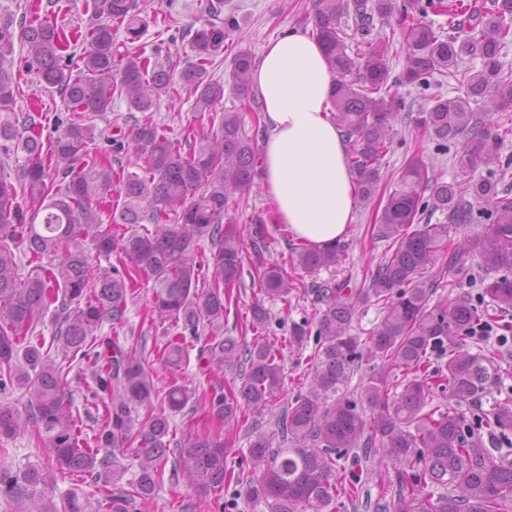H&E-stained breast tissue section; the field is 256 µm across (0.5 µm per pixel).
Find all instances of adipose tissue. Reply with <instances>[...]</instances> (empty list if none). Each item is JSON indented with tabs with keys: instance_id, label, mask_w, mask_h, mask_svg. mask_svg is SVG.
<instances>
[{
	"instance_id": "1",
	"label": "adipose tissue",
	"mask_w": 512,
	"mask_h": 512,
	"mask_svg": "<svg viewBox=\"0 0 512 512\" xmlns=\"http://www.w3.org/2000/svg\"><path fill=\"white\" fill-rule=\"evenodd\" d=\"M262 104L261 186L275 223L325 248L355 220V176L346 138L330 119L335 75L322 45L299 28L272 40L256 62Z\"/></svg>"
}]
</instances>
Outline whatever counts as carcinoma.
I'll use <instances>...</instances> for the list:
<instances>
[{"label": "carcinoma", "mask_w": 512, "mask_h": 512, "mask_svg": "<svg viewBox=\"0 0 512 512\" xmlns=\"http://www.w3.org/2000/svg\"><path fill=\"white\" fill-rule=\"evenodd\" d=\"M138 2L93 0L87 30L70 34L36 11L17 22L0 7V112H15L17 42L26 48L24 67L57 90L71 111L45 143L33 133L34 116L0 120V141L24 154L14 181L0 177V391L24 388L31 397V415L25 418L0 403V436L35 424L48 462L18 473L0 470V499L9 512H59L56 470L91 482L103 496L99 512H132L136 501L150 500L163 482L170 415L181 412L192 393L174 381L160 407L140 416L138 409L150 406L156 393L144 366L145 346L125 348L97 335L103 321H124L138 273L153 280L151 313L178 329L161 362L180 366L187 337L208 326L200 350L207 369L239 377L235 389L212 385L203 393L202 403L216 419L237 426L241 415L261 417L283 395L276 346L258 340L248 345L222 334L226 304L244 261L241 235L226 218L228 204L256 187L258 169L256 135L246 131L239 112L218 111L224 82L211 74L216 58L228 49L226 36L237 27L235 15L224 13L225 0H207L204 23L194 31L164 19L168 40L187 38L195 53V61L182 66L170 53L159 59L160 46L151 57L135 46L152 21ZM492 3L482 11L465 0H317L307 18L336 75L332 117L347 136L361 198L376 194L394 141L392 122L406 107L399 89L425 86L436 73L465 90L433 98L419 125L447 143L468 135L455 159L471 176L463 185L440 181L413 156L378 207L377 236L389 245L364 294L382 305L384 316L366 352L350 334L352 294L333 280L313 284L316 302L324 306L313 380L307 392L285 402L272 433L258 432L249 441L251 462L260 472L250 477L249 494L270 512H336V461L355 449L371 461L372 472L395 469L396 500L377 502L375 512H508L512 507V461L490 456L456 408L426 410L436 378L448 383L458 404L489 393L492 382V357L460 345L448 348L449 341L471 335L477 325H489V314L463 297L449 307L430 305L440 287L430 270L444 258L459 282L470 277L477 258L486 269L503 271L482 281V296L497 310L512 309V198L500 188L512 179V161L499 156L512 128L491 119L494 112H512V71L500 62L501 49L512 42V0ZM428 13L451 16L448 34L422 21ZM395 14L405 24L404 65L393 76L387 45L372 35L374 20L383 23ZM120 28L123 51L116 41ZM463 55L480 58V69L459 73ZM253 67L251 52L237 50L231 59L232 93L258 112ZM179 88L194 97L200 126L183 143L170 138L151 115ZM118 97L141 113L131 138L144 160L139 173H119L108 156L98 155L102 132L94 118L112 111ZM480 167L488 168L489 176H473ZM114 191L117 199L106 224L102 207ZM476 204L490 211L488 229L452 246L451 231L473 223ZM427 210L442 219L422 222ZM145 222L153 229L118 232L120 226ZM206 239L211 256L204 266L190 253L195 242ZM90 245L99 255L116 257L118 265L94 267ZM21 249L48 259V265L22 277L16 259ZM344 254L341 243L299 247L296 264L314 275L340 266ZM257 278L264 294L288 301L293 283L279 265H266ZM50 309L59 348L90 366L92 395L103 404V422L91 442L76 425L61 366L34 336ZM434 352L449 353L445 371L431 368ZM364 355L382 365L359 398L351 399L348 384ZM394 369L403 371V379L401 390L391 393L386 376ZM485 424L512 430V404H493ZM135 443L137 471L123 486L126 469L115 451ZM230 478L224 443L203 437L180 444L169 474L172 483L194 485L206 506V498Z\"/></svg>", "instance_id": "carcinoma-1"}]
</instances>
